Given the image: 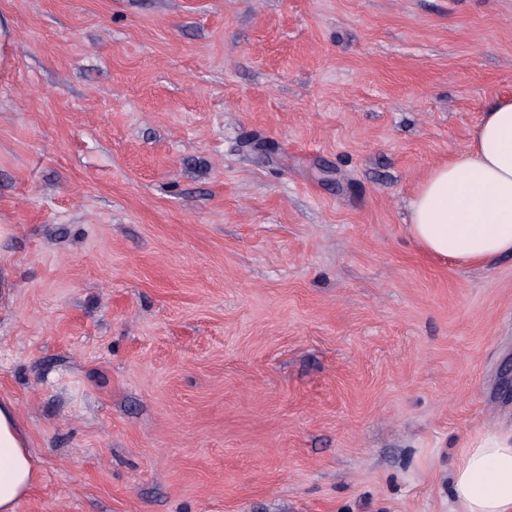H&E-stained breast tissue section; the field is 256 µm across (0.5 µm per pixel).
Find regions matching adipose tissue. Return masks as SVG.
<instances>
[{
  "mask_svg": "<svg viewBox=\"0 0 512 512\" xmlns=\"http://www.w3.org/2000/svg\"><path fill=\"white\" fill-rule=\"evenodd\" d=\"M408 232L425 252L468 265L512 254L511 99L484 112L467 149L419 185ZM38 476L15 407L0 401V512H16ZM450 495V512H512V427L469 436L453 465Z\"/></svg>",
  "mask_w": 512,
  "mask_h": 512,
  "instance_id": "adipose-tissue-1",
  "label": "adipose tissue"
}]
</instances>
